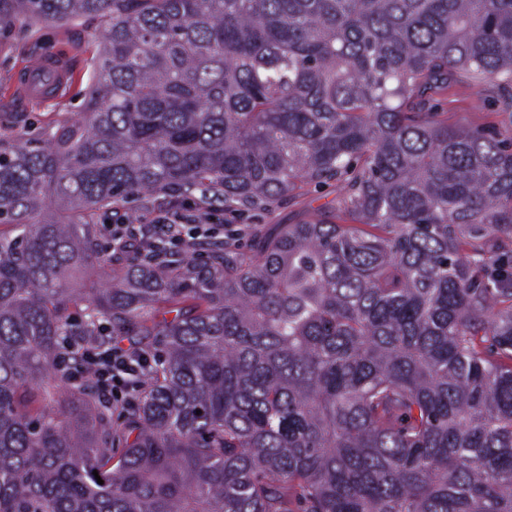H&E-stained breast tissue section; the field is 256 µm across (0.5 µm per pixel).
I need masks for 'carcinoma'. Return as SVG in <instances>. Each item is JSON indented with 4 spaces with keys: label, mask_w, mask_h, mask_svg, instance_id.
<instances>
[{
    "label": "carcinoma",
    "mask_w": 512,
    "mask_h": 512,
    "mask_svg": "<svg viewBox=\"0 0 512 512\" xmlns=\"http://www.w3.org/2000/svg\"><path fill=\"white\" fill-rule=\"evenodd\" d=\"M87 15L84 112L0 139V512H512V126L428 107L466 73L512 109V0H0ZM308 184L336 220L248 256L98 222ZM114 336L158 356L117 412Z\"/></svg>",
    "instance_id": "carcinoma-1"
}]
</instances>
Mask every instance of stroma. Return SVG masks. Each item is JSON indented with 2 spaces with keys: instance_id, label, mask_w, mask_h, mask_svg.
Segmentation results:
<instances>
[{
  "instance_id": "obj_1",
  "label": "stroma",
  "mask_w": 512,
  "mask_h": 512,
  "mask_svg": "<svg viewBox=\"0 0 512 512\" xmlns=\"http://www.w3.org/2000/svg\"><path fill=\"white\" fill-rule=\"evenodd\" d=\"M103 27L98 19L82 17L60 25L51 22L16 25L0 35V135L34 137L57 120L80 112L84 95L98 73L97 58ZM65 57L71 74L69 91L59 100L37 105L22 100L13 90V76L22 65L34 62L42 53ZM432 106L449 125L482 128L490 125L505 128L512 125V115L504 113L496 102L491 84H478L467 76H459L447 90L436 95ZM196 201V194L180 190L130 197L110 223L122 217H133L135 223L169 209L174 200ZM220 229L218 239L235 237L241 252L252 244L250 232L269 231L278 224H299L336 214V188L332 185L307 186L266 211L229 214L223 204L212 207Z\"/></svg>"
}]
</instances>
